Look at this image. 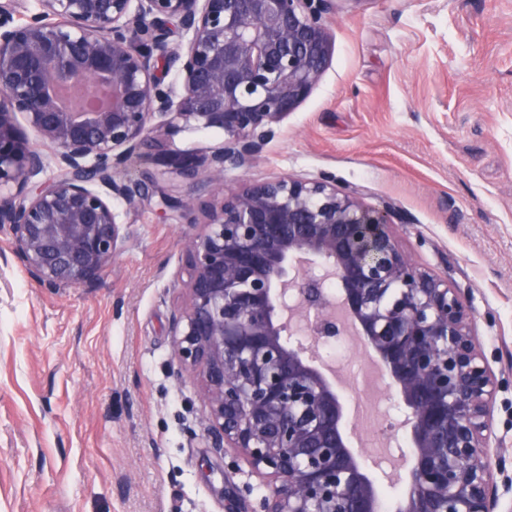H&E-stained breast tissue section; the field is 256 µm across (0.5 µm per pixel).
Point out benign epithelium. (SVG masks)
I'll return each mask as SVG.
<instances>
[{
	"label": "benign epithelium",
	"mask_w": 512,
	"mask_h": 512,
	"mask_svg": "<svg viewBox=\"0 0 512 512\" xmlns=\"http://www.w3.org/2000/svg\"><path fill=\"white\" fill-rule=\"evenodd\" d=\"M334 2L0 0V234L38 285L91 287L112 264L126 239L112 200L145 194L131 168L214 194L250 168L320 82ZM183 124L224 138L176 151ZM205 217L183 240L174 357L200 383L210 447L265 478L258 512H383L315 347L350 328L406 408L394 512H512L469 299L413 263L385 211L284 176Z\"/></svg>",
	"instance_id": "obj_1"
}]
</instances>
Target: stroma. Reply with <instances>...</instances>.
<instances>
[{
    "label": "stroma",
    "instance_id": "obj_1",
    "mask_svg": "<svg viewBox=\"0 0 512 512\" xmlns=\"http://www.w3.org/2000/svg\"><path fill=\"white\" fill-rule=\"evenodd\" d=\"M316 89L225 192L327 180L387 210L414 262L468 294L512 455V0H338ZM128 241L91 288L49 291L0 236V512H232L233 452L198 427L171 318L189 217L210 201L143 166Z\"/></svg>",
    "mask_w": 512,
    "mask_h": 512
}]
</instances>
